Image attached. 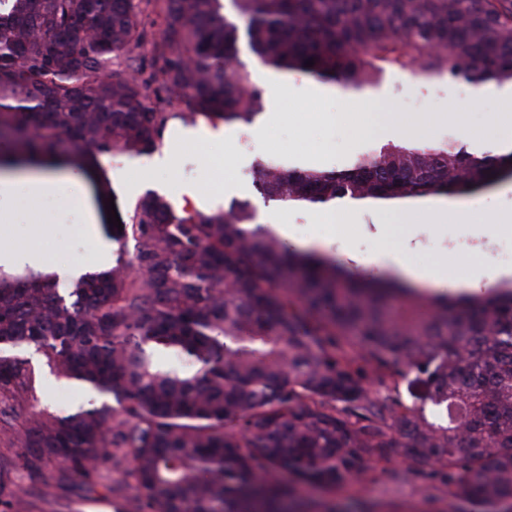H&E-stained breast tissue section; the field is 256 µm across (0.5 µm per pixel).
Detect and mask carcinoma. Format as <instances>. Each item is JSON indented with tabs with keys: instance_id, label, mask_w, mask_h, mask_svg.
I'll use <instances>...</instances> for the list:
<instances>
[{
	"instance_id": "cac0c4a2",
	"label": "carcinoma",
	"mask_w": 512,
	"mask_h": 512,
	"mask_svg": "<svg viewBox=\"0 0 512 512\" xmlns=\"http://www.w3.org/2000/svg\"><path fill=\"white\" fill-rule=\"evenodd\" d=\"M158 35L159 84L132 54ZM357 96L384 75L512 85V0H0V166L54 164L64 140L152 152L175 124L247 126L264 88L240 60ZM315 64L306 66V61ZM498 154L450 141L374 144L339 168L258 159L263 202L300 208L490 188ZM112 267L60 295L41 271L0 270V416L22 420L19 479L58 466L125 512H307L286 472L334 487L399 448L406 477L440 478L448 505L512 512V283L450 297L362 282L300 254L247 202L204 214L136 200ZM33 347L100 403L35 409ZM409 381L421 404L398 392ZM434 466L435 472L424 471ZM0 475V512H32Z\"/></svg>"
}]
</instances>
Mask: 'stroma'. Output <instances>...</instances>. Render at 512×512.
I'll return each instance as SVG.
<instances>
[{
  "instance_id": "1",
  "label": "stroma",
  "mask_w": 512,
  "mask_h": 512,
  "mask_svg": "<svg viewBox=\"0 0 512 512\" xmlns=\"http://www.w3.org/2000/svg\"><path fill=\"white\" fill-rule=\"evenodd\" d=\"M240 58L264 85L266 105L263 114L246 127L200 123L190 127L168 128L155 153L143 155L101 154L97 166L114 196L123 217H130L136 199L159 189L174 207L196 209L204 213L222 210L231 200L247 201L258 209V221L272 225L283 218L289 227L288 244L298 251L315 250L330 258L341 252L355 254L362 261L355 273L363 279H401L399 270H377L369 262L380 243L371 216L348 225L343 233L333 234L317 218V208L288 209L263 205L253 186L256 159H287L297 163L336 168L356 151L382 142L383 126L399 121L422 128L434 143L453 139L468 143L469 133L494 139L502 135L498 121L500 105L494 85H485V95L474 100L472 90L457 85H442L438 97L425 104L414 98L421 89L406 75L389 76L376 90L362 96L347 95L330 86L323 94H306L312 79L300 74L280 76L278 86L268 83V70L259 67L249 50ZM169 155L166 166L154 163L155 156ZM82 195L69 193L64 199L33 201L20 199L0 204L7 217L0 222V235L18 247L36 245L47 265L57 270L59 287H72L65 273L72 265L95 264L100 240L83 232ZM48 224L52 230L39 241H32L33 225ZM413 265H447L457 274L474 267L497 266L491 251L512 243L510 234L484 233L483 249L471 245L472 234L456 224L439 229H424L417 236ZM39 408L68 414L89 406L90 392L56 379L46 368L37 367ZM406 465L398 454L388 460L371 462L366 473L333 488L314 490L300 487V494L312 505L329 503L336 512H448V492L436 478H403ZM19 495L38 502L49 495L52 504L44 512H120L115 500L87 501L79 481L64 486L33 485L21 481Z\"/></svg>"
}]
</instances>
